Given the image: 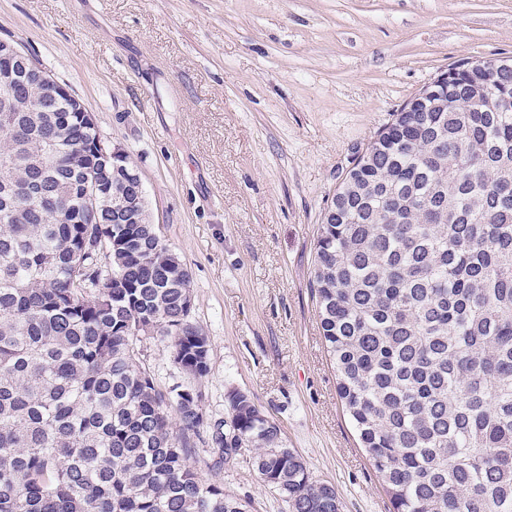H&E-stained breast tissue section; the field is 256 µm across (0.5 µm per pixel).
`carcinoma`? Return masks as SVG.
<instances>
[{
  "label": "carcinoma",
  "mask_w": 512,
  "mask_h": 512,
  "mask_svg": "<svg viewBox=\"0 0 512 512\" xmlns=\"http://www.w3.org/2000/svg\"><path fill=\"white\" fill-rule=\"evenodd\" d=\"M16 93L8 111L0 100V512H247L192 462L199 396L161 391L141 360L135 330L156 323L186 373L207 372L187 267L142 213L112 218L124 186L71 102ZM332 206L320 326L393 512H512V68L449 67L355 158ZM227 404L222 460L288 512H341L245 393Z\"/></svg>",
  "instance_id": "obj_1"
}]
</instances>
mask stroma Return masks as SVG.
Segmentation results:
<instances>
[{
  "label": "stroma",
  "mask_w": 512,
  "mask_h": 512,
  "mask_svg": "<svg viewBox=\"0 0 512 512\" xmlns=\"http://www.w3.org/2000/svg\"><path fill=\"white\" fill-rule=\"evenodd\" d=\"M0 40L94 113L191 274L208 370L190 377L150 336L157 387L193 389L209 425L246 393L342 512H391L322 336L319 227L354 157L423 86L458 60L512 59V0H0ZM191 442L203 479L248 512H288L208 433Z\"/></svg>",
  "instance_id": "stroma-1"
}]
</instances>
